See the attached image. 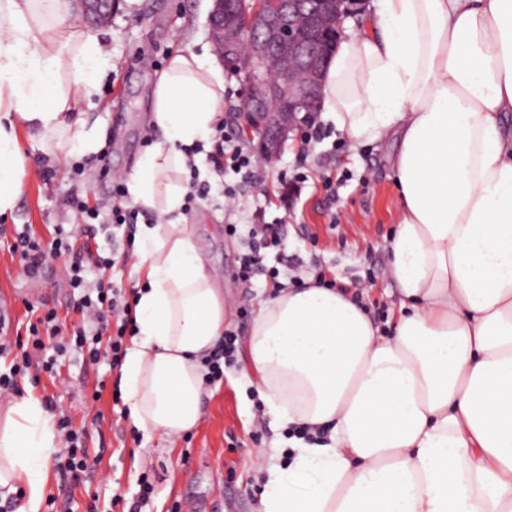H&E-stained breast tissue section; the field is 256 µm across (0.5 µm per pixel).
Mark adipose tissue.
Wrapping results in <instances>:
<instances>
[{"mask_svg":"<svg viewBox=\"0 0 512 512\" xmlns=\"http://www.w3.org/2000/svg\"><path fill=\"white\" fill-rule=\"evenodd\" d=\"M68 0H0V216L13 211L26 127L56 158L94 154L89 100L109 60L66 22ZM226 80L213 58L171 56L128 191L146 270L120 387L134 426L195 427L201 358L224 334V291L183 215L184 149L209 142ZM512 0H373L338 38L320 117L352 143L389 142L401 201L389 243V329L353 294L285 288L260 301L245 348L265 415L324 430L264 463L257 512H512ZM53 418L37 399L0 414V496L39 512Z\"/></svg>","mask_w":512,"mask_h":512,"instance_id":"ef3b65f1","label":"adipose tissue"}]
</instances>
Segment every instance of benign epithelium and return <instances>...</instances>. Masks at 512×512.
I'll return each instance as SVG.
<instances>
[{
  "instance_id": "benign-epithelium-1",
  "label": "benign epithelium",
  "mask_w": 512,
  "mask_h": 512,
  "mask_svg": "<svg viewBox=\"0 0 512 512\" xmlns=\"http://www.w3.org/2000/svg\"><path fill=\"white\" fill-rule=\"evenodd\" d=\"M96 23L119 0H74ZM365 0H213L210 39L224 49L225 66L244 83V126L262 135L261 152L274 159L298 113L320 107L321 77L342 23L364 11Z\"/></svg>"
}]
</instances>
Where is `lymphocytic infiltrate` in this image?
Here are the masks:
<instances>
[{"label":"lymphocytic infiltrate","instance_id":"obj_1","mask_svg":"<svg viewBox=\"0 0 512 512\" xmlns=\"http://www.w3.org/2000/svg\"><path fill=\"white\" fill-rule=\"evenodd\" d=\"M217 131L219 139L209 157L215 175L225 181L224 197L232 203L237 198L239 186L227 182V175L235 174L243 181L257 184L264 179L265 172L256 156L245 150L234 125L220 122ZM248 237V250L239 259L237 278L248 281L261 273L266 275L273 289H281L279 269L263 264L267 250H279L284 246L277 225H251ZM10 250L19 254L24 273L32 278L41 275L48 259L63 258V274L69 288L75 292L72 308L81 315L83 324L71 331L64 329L53 308L28 323L27 338L19 342L20 352L14 364L9 372L0 373V393L16 390L17 376L26 375L33 369L57 376L60 359L72 351L80 353L91 365L105 358L112 367H121L127 353L126 338L134 333L133 300L137 290L113 281L93 283L86 278L91 267L112 268L117 264L116 259L101 255L90 244H79L77 236L59 229L54 230L47 243L28 231L18 232ZM59 429L64 443L62 467L73 478H80L89 467L83 436L74 430L72 418L67 413L61 414Z\"/></svg>","mask_w":512,"mask_h":512}]
</instances>
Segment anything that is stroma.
<instances>
[{"mask_svg":"<svg viewBox=\"0 0 512 512\" xmlns=\"http://www.w3.org/2000/svg\"><path fill=\"white\" fill-rule=\"evenodd\" d=\"M212 0H122L112 19L87 27L108 52L112 65L101 79L86 117L104 132L99 152L103 168L89 167L85 179L75 178L73 168L81 155L57 159L45 154L37 138L19 129L23 154L36 167L25 177L16 207L0 216V227L8 236L0 240V298L13 300V320L25 317L27 305L56 309L69 324L80 323L70 310L71 290L62 279L58 264H51L37 278L23 274L18 256L12 255L11 231L30 225L42 237L56 226L75 229L81 217L65 199L80 194L88 207L109 213L112 209V180L125 178L137 159L159 135L148 124L153 88L169 57L180 50L214 54L209 38L208 16ZM325 138L303 151L300 130L289 133L280 154L265 162V182L258 187L242 186L235 207H227L220 184H213L208 198L196 200L185 211L187 223L197 228L198 246L208 268L217 277L226 299L225 328L247 343L256 316L258 296H270L265 276L250 282L235 279L238 259L247 246L252 224H269L287 217L281 235L285 254H268L265 265L287 271L294 260L304 269L319 266L337 279L359 283L372 279L370 297L384 308L396 299L393 281L385 273L388 243L400 214V202L388 163L389 148L381 142L351 146L345 133L325 123ZM52 172L42 180L39 169ZM303 169L308 180L292 214L282 205L288 193L286 175ZM336 183L335 195L324 189L325 179ZM239 227L236 236L225 235L224 227ZM92 247L102 254H115L122 262L115 270L94 269L89 280L118 277L124 283L142 284L144 270L137 257L129 256L124 228L97 225ZM64 384L49 376L39 383L30 378L18 381L17 397L45 400L52 396L69 410L75 429L85 432L93 468L80 485L58 465L60 448L45 457L44 494L55 504L44 503L40 512H175L193 504L197 512H255L263 478L258 460L268 459L274 447L283 445L287 432L270 425H257L262 401L245 375L244 364L226 370L223 380L208 385L201 398L197 425L171 438L154 433L150 439H134V426L125 403L116 402L119 373L108 364H85L79 354L69 355L61 368ZM100 399H93V392ZM154 487L150 498H142L140 484ZM122 505H115V497Z\"/></svg>","mask_w":512,"mask_h":512,"instance_id":"stroma-1","label":"stroma"}]
</instances>
